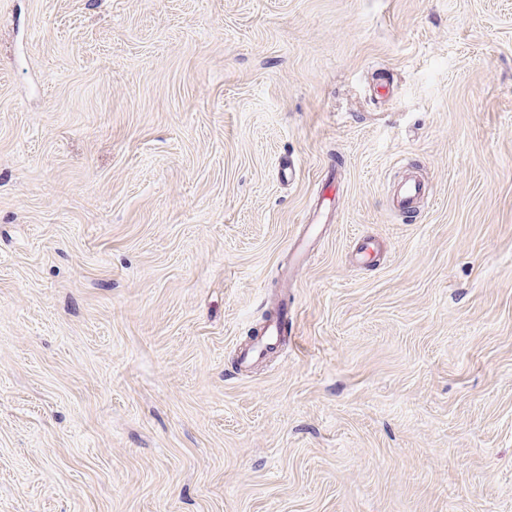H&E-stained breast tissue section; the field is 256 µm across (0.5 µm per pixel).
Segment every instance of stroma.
<instances>
[{
    "instance_id": "35a3bbf8",
    "label": "stroma",
    "mask_w": 512,
    "mask_h": 512,
    "mask_svg": "<svg viewBox=\"0 0 512 512\" xmlns=\"http://www.w3.org/2000/svg\"><path fill=\"white\" fill-rule=\"evenodd\" d=\"M0 512H512V0H0ZM430 198L426 183L417 172L409 171L391 195L392 208L404 214L416 210L424 200ZM287 320L288 311H285L279 320H274L266 326L260 337L243 353L241 359L243 368H247L255 359H258L269 346L279 344L286 334L283 322Z\"/></svg>"
}]
</instances>
